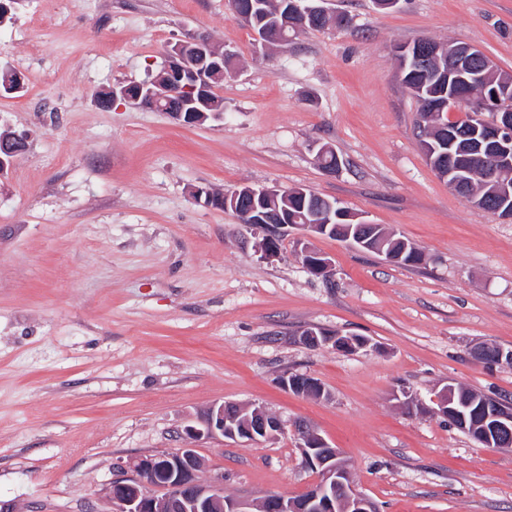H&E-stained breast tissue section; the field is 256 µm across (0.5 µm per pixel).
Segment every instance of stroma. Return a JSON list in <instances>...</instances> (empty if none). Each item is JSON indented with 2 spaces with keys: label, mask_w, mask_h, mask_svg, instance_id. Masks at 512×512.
<instances>
[{
  "label": "stroma",
  "mask_w": 512,
  "mask_h": 512,
  "mask_svg": "<svg viewBox=\"0 0 512 512\" xmlns=\"http://www.w3.org/2000/svg\"><path fill=\"white\" fill-rule=\"evenodd\" d=\"M348 29L261 48L227 0H18L0 24V129L28 137L0 177V512H109L124 462L190 444L224 401L311 426L378 512H512V451L433 412L447 385L512 396V222L453 192L429 165L396 49L420 38L479 47L512 73V0H327ZM198 37L234 51L223 116L183 125L100 91L143 83ZM332 148L335 172L316 154ZM301 186L415 243L402 267L326 237L329 277L276 256L263 231L197 203L204 187ZM368 337L355 354L301 331ZM327 395L284 389V374ZM226 494L296 498L317 482L292 432L195 444Z\"/></svg>",
  "instance_id": "35a3bbf8"
}]
</instances>
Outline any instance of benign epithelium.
<instances>
[{"label": "benign epithelium", "mask_w": 512, "mask_h": 512, "mask_svg": "<svg viewBox=\"0 0 512 512\" xmlns=\"http://www.w3.org/2000/svg\"><path fill=\"white\" fill-rule=\"evenodd\" d=\"M234 13L247 25H252L257 4L254 0H229ZM321 10L315 0H293L289 10L276 23L279 32L289 29L297 30L305 26L307 20ZM416 62H427L437 54L434 43L427 39L415 42ZM231 56L228 51L219 52L212 48L210 41L199 38L191 43H178L168 52L165 70L176 77H182V63L192 58L196 68L201 72H224V61ZM448 62L454 64L450 70L440 74V79L447 81L448 102L457 103L461 96L456 91V81L463 75L475 80L483 77V72H492L496 66L479 48L469 44L448 46ZM170 91L134 90L130 86L113 89L112 97L120 96L127 101H135L152 109H157L159 102ZM496 100L486 97H471L467 105L471 110L484 112L495 104L500 106L494 125L486 127L481 140L487 146L488 157L480 175L484 182L499 183V192L512 196V185L499 182V169L502 164L500 148L501 133L512 127V82L504 83L493 90ZM26 138L15 137L13 147L5 154H0V176L7 173L18 154L24 151ZM437 173L442 179L455 187L474 176L471 164L462 159L451 162L448 167L440 168ZM304 263L310 270L320 274L330 273L331 262L324 254L309 247L302 250ZM308 343L312 346L330 344L337 350L350 352L354 350L353 340L347 335L336 333L325 338L313 330L307 333ZM434 411L441 414H457L454 387L447 386L433 399ZM246 408L238 403L224 402L210 407L200 424L189 425L186 434L192 440L212 439L222 436L224 439L239 440L241 437L255 442L271 439L283 429L280 419L258 407L239 431L225 430L227 422L240 416ZM294 436L305 465L319 473V481L312 486L306 497L295 500L278 494H268L258 502H247L224 494V476L203 479L202 459L195 448L186 446L172 452L141 456L126 463V467L135 473L132 479L114 481L108 488L111 504L110 512H377L374 502L359 492L337 449L332 448L320 436L307 427L294 426ZM166 461L168 479L160 483L156 473L158 461Z\"/></svg>", "instance_id": "benign-epithelium-1"}]
</instances>
